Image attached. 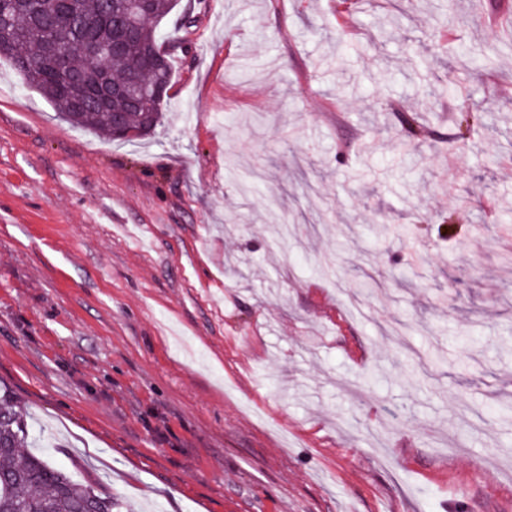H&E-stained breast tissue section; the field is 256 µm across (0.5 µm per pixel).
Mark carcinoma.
I'll use <instances>...</instances> for the list:
<instances>
[{"label": "carcinoma", "instance_id": "carcinoma-1", "mask_svg": "<svg viewBox=\"0 0 512 512\" xmlns=\"http://www.w3.org/2000/svg\"><path fill=\"white\" fill-rule=\"evenodd\" d=\"M179 0H153L144 15L130 0H3L0 30L13 45L8 55L23 84L37 91L73 127L113 137L112 113H125L132 141L154 132L162 119L163 96L172 67H149L142 52L156 49L164 57L157 27ZM138 28L139 42L126 52L96 56L90 45L112 40L119 23ZM455 56L486 71L496 69L499 51L475 59L464 45ZM408 139L421 136L412 114H400ZM29 423L24 408L0 396V512H119L117 500L90 483L56 468L44 455L29 451Z\"/></svg>", "mask_w": 512, "mask_h": 512}]
</instances>
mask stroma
Instances as JSON below:
<instances>
[{
  "label": "stroma",
  "mask_w": 512,
  "mask_h": 512,
  "mask_svg": "<svg viewBox=\"0 0 512 512\" xmlns=\"http://www.w3.org/2000/svg\"><path fill=\"white\" fill-rule=\"evenodd\" d=\"M395 2L389 41L376 0L169 15L133 144L0 58V389L122 512H512V0ZM453 40L501 46L495 84Z\"/></svg>",
  "instance_id": "35a3bbf8"
}]
</instances>
